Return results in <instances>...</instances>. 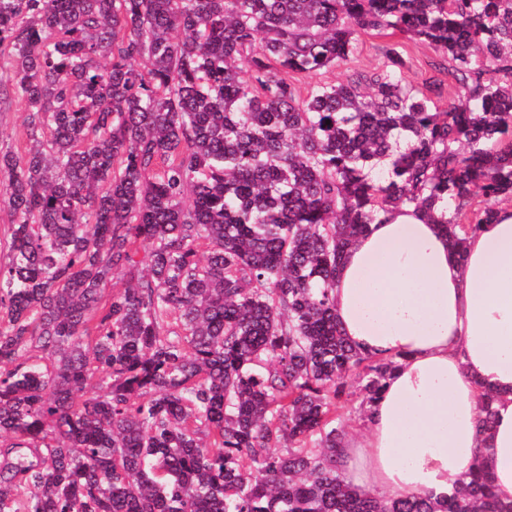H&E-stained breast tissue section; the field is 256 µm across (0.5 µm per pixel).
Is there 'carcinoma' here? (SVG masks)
Wrapping results in <instances>:
<instances>
[{"label":"carcinoma","mask_w":512,"mask_h":512,"mask_svg":"<svg viewBox=\"0 0 512 512\" xmlns=\"http://www.w3.org/2000/svg\"><path fill=\"white\" fill-rule=\"evenodd\" d=\"M368 31L383 67L325 79ZM0 49L31 143L0 152V512H512L479 468L441 511L346 482L347 380L371 404L395 362L333 294L389 212L461 258L512 198V0H0ZM404 57L406 59V79L419 89L435 83L441 92V102L447 104L449 99L457 96L458 89L448 73L433 65L437 60V52L426 42L420 40H403Z\"/></svg>","instance_id":"obj_1"}]
</instances>
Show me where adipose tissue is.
<instances>
[{"label": "adipose tissue", "mask_w": 512, "mask_h": 512, "mask_svg": "<svg viewBox=\"0 0 512 512\" xmlns=\"http://www.w3.org/2000/svg\"><path fill=\"white\" fill-rule=\"evenodd\" d=\"M336 318L349 343L393 360L366 431L341 451L357 490L385 499L425 493L479 467L498 501H512V204L466 240L404 209L371 225L343 255ZM494 395L479 428L478 397Z\"/></svg>", "instance_id": "obj_1"}]
</instances>
